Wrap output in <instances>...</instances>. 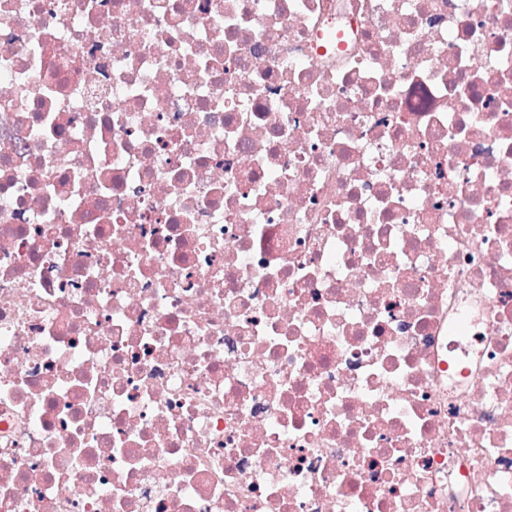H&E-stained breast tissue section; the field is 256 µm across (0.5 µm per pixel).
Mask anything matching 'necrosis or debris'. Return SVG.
I'll return each instance as SVG.
<instances>
[{
    "instance_id": "necrosis-or-debris-1",
    "label": "necrosis or debris",
    "mask_w": 512,
    "mask_h": 512,
    "mask_svg": "<svg viewBox=\"0 0 512 512\" xmlns=\"http://www.w3.org/2000/svg\"><path fill=\"white\" fill-rule=\"evenodd\" d=\"M0 512H512V0H0Z\"/></svg>"
}]
</instances>
